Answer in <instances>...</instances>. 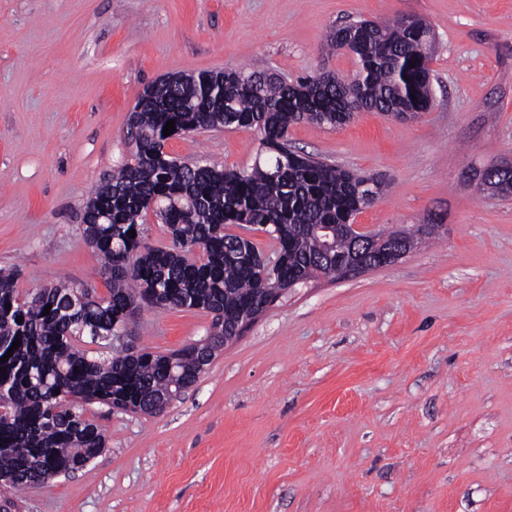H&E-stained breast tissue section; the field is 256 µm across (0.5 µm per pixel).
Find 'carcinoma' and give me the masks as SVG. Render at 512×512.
<instances>
[{
	"label": "carcinoma",
	"mask_w": 512,
	"mask_h": 512,
	"mask_svg": "<svg viewBox=\"0 0 512 512\" xmlns=\"http://www.w3.org/2000/svg\"><path fill=\"white\" fill-rule=\"evenodd\" d=\"M326 43L354 57L351 74L290 82L263 67L226 69L144 91L130 115V160L84 207L83 235L101 257L108 296L86 288L84 302L73 306L70 297L80 286L61 281L22 297L16 272L0 270V357L21 342L0 364L4 485L23 489L83 470L106 448L105 431L84 417L76 399L153 415L196 383L200 366L232 338L238 316L260 305L265 287L262 252L235 240L227 226L258 225L268 233L285 251L278 274L284 282L342 276L336 262L319 259L321 244L309 226L349 223L370 206L361 184L379 182L291 149L288 129L302 121L342 126L361 110L405 119L427 111L435 39L426 22L402 16L371 28L362 21L340 25ZM171 119L175 131L165 136ZM223 126L260 135L250 170L188 164L159 152L175 136ZM151 214L167 226L173 246L145 242ZM130 305L209 312L216 337L165 355L119 349L112 336ZM85 338L98 346L96 354L81 346Z\"/></svg>",
	"instance_id": "cac0c4a2"
}]
</instances>
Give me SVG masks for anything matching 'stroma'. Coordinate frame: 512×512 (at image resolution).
Here are the masks:
<instances>
[{
	"label": "stroma",
	"instance_id": "35a3bbf8",
	"mask_svg": "<svg viewBox=\"0 0 512 512\" xmlns=\"http://www.w3.org/2000/svg\"><path fill=\"white\" fill-rule=\"evenodd\" d=\"M431 24L434 102L292 126V148L381 178L357 223L436 225L394 266L291 292L219 351L163 414L101 403L87 469L22 490L9 512H512V0H0V269L20 292L108 293L82 235L93 189L130 157L144 87L263 63L294 80L350 74L326 36L352 20ZM256 132L169 139L186 163L250 169ZM210 313L143 308L137 347L203 339ZM484 172V173H483ZM483 181L499 183V186H505L512 181V168L502 164H492L484 169ZM498 192L504 195L512 193V185L496 188Z\"/></svg>",
	"mask_w": 512,
	"mask_h": 512
}]
</instances>
